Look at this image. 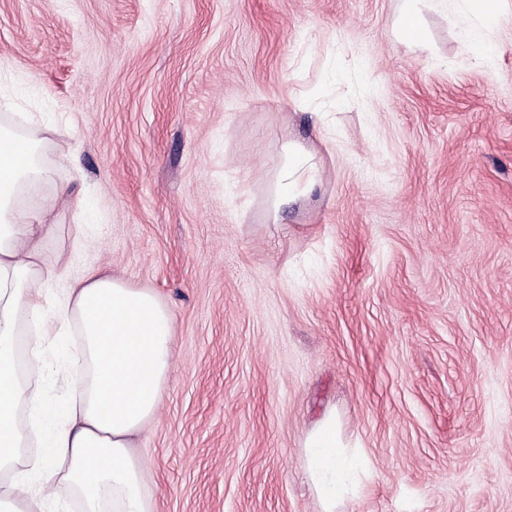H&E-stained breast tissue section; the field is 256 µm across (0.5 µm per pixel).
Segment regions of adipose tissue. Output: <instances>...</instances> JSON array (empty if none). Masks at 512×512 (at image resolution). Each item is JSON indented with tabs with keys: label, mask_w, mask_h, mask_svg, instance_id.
Instances as JSON below:
<instances>
[{
	"label": "adipose tissue",
	"mask_w": 512,
	"mask_h": 512,
	"mask_svg": "<svg viewBox=\"0 0 512 512\" xmlns=\"http://www.w3.org/2000/svg\"><path fill=\"white\" fill-rule=\"evenodd\" d=\"M447 8L475 16L460 38L474 52L473 65L490 67L485 50L494 17L490 0H447ZM321 169L316 153L289 142L271 214H278L282 199L310 195ZM43 176L37 142L0 129V469L23 462L26 479L76 491L86 512H154L145 466L131 448L153 420L174 364L172 317L153 294L112 275L68 277L66 252L44 257L41 242L54 227L55 200L16 203L20 188ZM63 277L68 285L58 298L46 300L28 288ZM75 325L80 339L63 353L83 371L72 376L64 399L50 397L42 381L19 379V336H27L37 368L43 336L68 335ZM22 404L31 410L24 425L17 415ZM32 441L37 449L30 453L26 447ZM301 446L320 512H342L369 476L356 440L344 436L330 412Z\"/></svg>",
	"instance_id": "obj_1"
}]
</instances>
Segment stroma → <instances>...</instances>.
Segmentation results:
<instances>
[{
  "mask_svg": "<svg viewBox=\"0 0 512 512\" xmlns=\"http://www.w3.org/2000/svg\"><path fill=\"white\" fill-rule=\"evenodd\" d=\"M397 2L0 0L45 256L173 319L134 448L155 512H320L301 440L329 410L372 473L344 512H512V0L491 70L428 0L411 51ZM291 140L321 181L272 224Z\"/></svg>",
  "mask_w": 512,
  "mask_h": 512,
  "instance_id": "stroma-1",
  "label": "stroma"
}]
</instances>
